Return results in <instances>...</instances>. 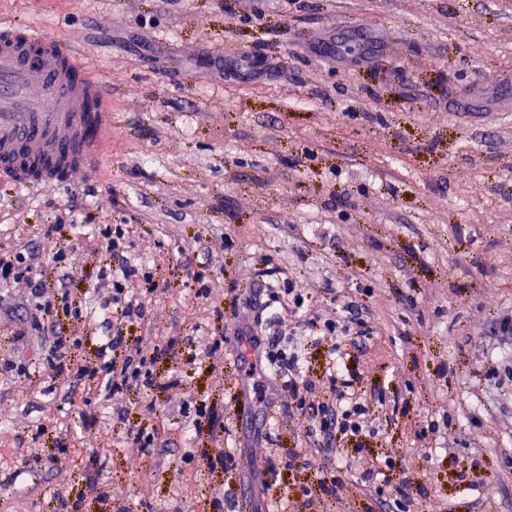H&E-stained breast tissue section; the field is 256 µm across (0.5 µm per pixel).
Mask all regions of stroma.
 <instances>
[{"mask_svg": "<svg viewBox=\"0 0 512 512\" xmlns=\"http://www.w3.org/2000/svg\"><path fill=\"white\" fill-rule=\"evenodd\" d=\"M0 0V23L84 50L112 99L100 167L30 189L0 178V254L25 251L44 295L81 318L69 371L44 364L30 312L0 318V512H512V0ZM75 223H68V216ZM125 225L154 286L130 343L153 383L111 394L77 378L98 363L118 268L98 236ZM71 248L66 267L52 242ZM209 289L199 297L193 273ZM261 289L251 304V286ZM296 286L303 319L366 335L337 358L369 408L365 438L321 447L318 419L232 395L239 354L298 352L317 400L334 399L329 347L290 335L272 293ZM224 338L211 349L210 338ZM184 342L160 354L167 338ZM223 416L200 423L199 407ZM164 427L143 450L134 432ZM305 448L312 466L274 451ZM233 454L249 468H208ZM383 466L363 494L360 456ZM142 459L129 473L128 457ZM347 465L335 495L320 479ZM475 470V484L460 481ZM347 323L348 324H341L339 320H336V323L335 321L326 320L323 325H319L317 328V324H314V322H308L312 328H315L317 331H321V333H323L322 336H329V338L339 336L338 332L341 333L340 335L347 336V333L351 330V325H349V323L355 325L356 328H364V331L360 329L359 331H356V334H362L366 330V322L355 315L348 318Z\"/></svg>", "mask_w": 512, "mask_h": 512, "instance_id": "35a3bbf8", "label": "stroma"}]
</instances>
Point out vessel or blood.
<instances>
[{"label": "vessel or blood", "mask_w": 512, "mask_h": 512, "mask_svg": "<svg viewBox=\"0 0 512 512\" xmlns=\"http://www.w3.org/2000/svg\"><path fill=\"white\" fill-rule=\"evenodd\" d=\"M111 129L110 99L83 51L46 30L0 24L1 178L45 187L92 169Z\"/></svg>", "instance_id": "b4317fda"}]
</instances>
